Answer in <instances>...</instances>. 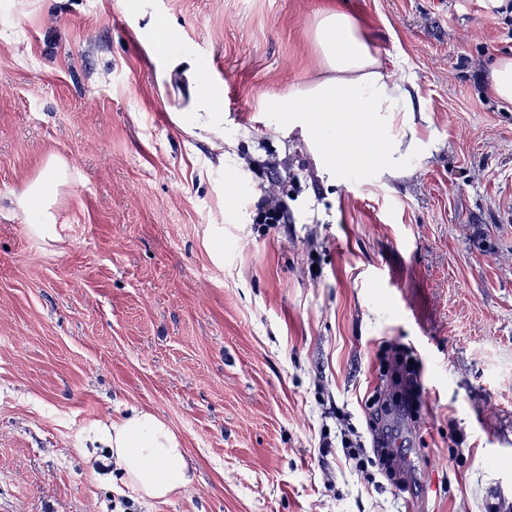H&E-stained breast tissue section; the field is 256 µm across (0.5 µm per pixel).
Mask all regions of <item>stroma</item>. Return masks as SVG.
<instances>
[{
	"label": "stroma",
	"instance_id": "35a3bbf8",
	"mask_svg": "<svg viewBox=\"0 0 512 512\" xmlns=\"http://www.w3.org/2000/svg\"><path fill=\"white\" fill-rule=\"evenodd\" d=\"M0 0V512H512V56L497 0ZM354 16L413 88L396 177L329 179L273 100L323 77L319 15ZM220 89L198 129L151 19ZM70 180L41 239L13 203L49 159ZM287 223H255V159ZM315 188L294 192L290 175ZM420 401L389 422L403 466L368 485L392 356ZM138 407L195 483L114 490L90 429ZM128 506H120L118 498ZM150 45L155 59L162 63V76H165L168 71L172 70L175 64L182 60H187L188 58L187 54L172 53L169 46V39L165 36L163 31L153 33ZM491 90L499 100L512 104V57L499 59L492 68ZM356 441H343L342 453L345 460L355 464V467L367 473L368 480L371 484L376 483V474L379 471L387 472L395 465L396 456L390 448H374L373 456L366 455V448Z\"/></svg>",
	"mask_w": 512,
	"mask_h": 512
}]
</instances>
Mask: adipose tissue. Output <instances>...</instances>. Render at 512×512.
<instances>
[{
  "label": "adipose tissue",
  "mask_w": 512,
  "mask_h": 512,
  "mask_svg": "<svg viewBox=\"0 0 512 512\" xmlns=\"http://www.w3.org/2000/svg\"><path fill=\"white\" fill-rule=\"evenodd\" d=\"M315 41L326 71L324 77L275 103L289 126L308 129L314 153L324 172L348 167L397 175L408 154L416 150V131L398 114L413 111L409 87L395 80L374 55L357 20L345 11L324 14ZM192 81V110L197 124L220 125L215 107L219 91L200 80L198 65L186 72ZM346 136H339V129ZM69 182L63 161L50 160L40 177L17 198L31 232L42 238L55 234L52 213L60 192ZM102 445L122 472L124 486L141 498L165 499L195 481V469L185 458L173 431L153 413L133 408L117 419L97 423L89 433Z\"/></svg>",
  "instance_id": "1"
}]
</instances>
